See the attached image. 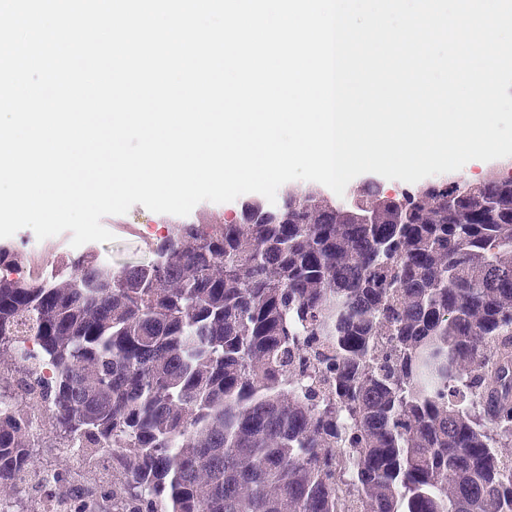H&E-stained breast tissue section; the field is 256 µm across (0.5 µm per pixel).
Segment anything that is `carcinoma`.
I'll use <instances>...</instances> for the list:
<instances>
[{
    "label": "carcinoma",
    "instance_id": "1",
    "mask_svg": "<svg viewBox=\"0 0 512 512\" xmlns=\"http://www.w3.org/2000/svg\"><path fill=\"white\" fill-rule=\"evenodd\" d=\"M0 245V503L30 418L112 470L78 512H512V174L176 224L149 264ZM46 495L70 501L69 472Z\"/></svg>",
    "mask_w": 512,
    "mask_h": 512
}]
</instances>
